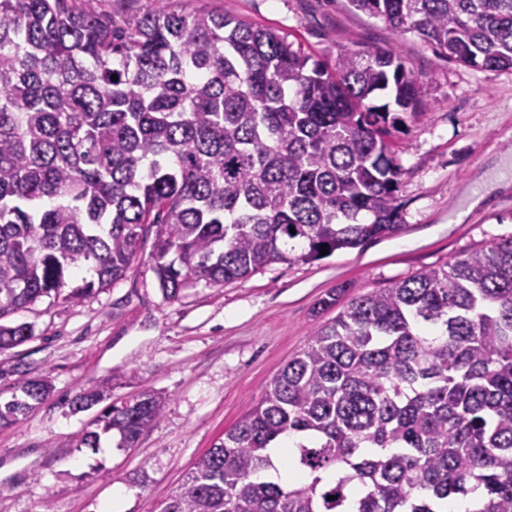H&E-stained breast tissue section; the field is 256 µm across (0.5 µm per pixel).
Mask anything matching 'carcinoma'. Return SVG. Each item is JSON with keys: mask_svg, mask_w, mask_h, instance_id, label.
Returning a JSON list of instances; mask_svg holds the SVG:
<instances>
[{"mask_svg": "<svg viewBox=\"0 0 512 512\" xmlns=\"http://www.w3.org/2000/svg\"><path fill=\"white\" fill-rule=\"evenodd\" d=\"M153 2L117 22L73 0H0V319L110 287L151 234L174 299L399 227L390 137L431 108L402 59L325 61ZM348 2L450 61L512 70V0ZM80 266L91 278L72 286ZM31 336L0 324V351ZM11 374L1 427L52 391ZM164 405L151 390L108 405L78 446L112 432L131 448ZM286 436L306 480H260ZM474 493L467 512H512V236L350 299L156 512H448Z\"/></svg>", "mask_w": 512, "mask_h": 512, "instance_id": "obj_1", "label": "carcinoma"}]
</instances>
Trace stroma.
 Masks as SVG:
<instances>
[{"mask_svg":"<svg viewBox=\"0 0 512 512\" xmlns=\"http://www.w3.org/2000/svg\"><path fill=\"white\" fill-rule=\"evenodd\" d=\"M183 13L217 10L276 31L314 55L376 47L412 67L432 104L395 133L404 174L398 231L314 262H277L218 286L164 299L149 255L125 279L75 304L42 299L6 317L34 336L7 351L53 392L0 428V512H102L125 489L121 512H152L184 489L196 460L257 405L313 330L335 317L317 302L386 288L512 236V182L472 188L501 159L512 161V71L465 67L416 35L393 32L348 0H170ZM152 390L165 400L135 447L102 436L80 447L95 410L69 400L93 390L106 402Z\"/></svg>","mask_w":512,"mask_h":512,"instance_id":"stroma-1","label":"stroma"}]
</instances>
